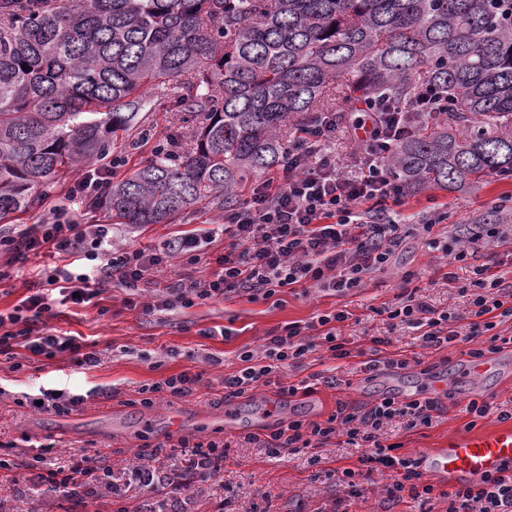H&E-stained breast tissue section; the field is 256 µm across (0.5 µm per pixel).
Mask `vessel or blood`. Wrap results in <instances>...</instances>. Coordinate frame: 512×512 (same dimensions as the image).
Returning <instances> with one entry per match:
<instances>
[{
	"label": "vessel or blood",
	"instance_id": "obj_1",
	"mask_svg": "<svg viewBox=\"0 0 512 512\" xmlns=\"http://www.w3.org/2000/svg\"><path fill=\"white\" fill-rule=\"evenodd\" d=\"M495 360L472 362L457 369L447 362L432 370L422 384L405 390L406 398H421L428 394L443 395L449 383H467L499 372ZM423 472L435 483L458 487L486 476L512 472V422L495 425L483 432H467L449 436L438 448L422 455Z\"/></svg>",
	"mask_w": 512,
	"mask_h": 512
}]
</instances>
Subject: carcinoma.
Returning <instances> with one entry per match:
<instances>
[{
	"mask_svg": "<svg viewBox=\"0 0 512 512\" xmlns=\"http://www.w3.org/2000/svg\"><path fill=\"white\" fill-rule=\"evenodd\" d=\"M425 87L448 106L397 145L406 190L512 177V0H0V221L126 165L153 91L191 129L84 199L119 224L235 206L285 163V127ZM511 220L501 204L480 223Z\"/></svg>",
	"mask_w": 512,
	"mask_h": 512,
	"instance_id": "cac0c4a2",
	"label": "carcinoma"
}]
</instances>
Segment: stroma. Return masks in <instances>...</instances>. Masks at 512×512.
Wrapping results in <instances>:
<instances>
[{
    "label": "stroma",
    "instance_id": "1",
    "mask_svg": "<svg viewBox=\"0 0 512 512\" xmlns=\"http://www.w3.org/2000/svg\"><path fill=\"white\" fill-rule=\"evenodd\" d=\"M512 199V178L489 177L477 188L448 192L429 188L410 193L398 207L406 224H422L442 216L445 224L465 231L478 223L492 205ZM70 205V214L79 224H108L116 247L152 250L164 242L187 233L203 235L223 223V211L202 204L180 224H116L102 211ZM54 260L47 254L29 255L19 275L0 281V310L10 311L25 297L33 283L34 269H49ZM446 262L425 246L418 237L408 238L393 256L385 271L375 274L365 287L346 295L318 289L285 290L278 298L249 301L230 295L189 309L143 315L125 307L128 289L111 277L106 285V313L57 307L51 324L58 332L81 335L95 343L101 352L98 367L88 372L74 369L62 355L31 361L25 349L14 358L0 356V458L22 459L43 454L46 462L57 463L73 454H94L108 449L112 468V490L88 499L73 508L69 503L34 493L20 485L0 490V512H113L123 503L136 512L144 494L132 471L159 443L178 444L216 438L228 443L224 479L215 482L195 478L183 496L179 512H330L340 505L342 512H445V499L423 504L411 499L392 504L386 499L385 474L371 473L364 483L362 497L345 496L330 470L361 468L360 450L332 441L323 448L305 449L279 458L265 449L243 443L249 433H265L278 420L288 417L323 421L335 412L338 403L362 406L388 392L380 379H365L356 353L368 350L375 336L391 341V351L405 352L410 360L402 376L410 384L424 378L423 371L436 362L452 358L465 362L462 345L434 351L420 347L412 330L391 326L382 310L399 305L409 289L431 300L432 304L459 314L469 310V294L461 290L466 270L455 281H447ZM411 281H404L405 272ZM347 310L352 320L343 324L341 334L353 354L344 359L317 349L309 353L302 368L283 373L284 384L305 385L306 390L286 399L274 387H258L225 404H211L212 394L223 392L225 375L237 372L240 354L250 351L262 356L268 336L286 323L309 321L312 317L336 310ZM183 371L203 373L208 390L185 397H165L153 406L135 401L138 388ZM57 388L86 395L81 409L68 415L48 414L17 404L20 393L38 388ZM474 398L491 403L490 412L478 420L477 429L496 422L498 410L512 403V382L489 380L483 389L450 386L440 402L443 410L432 425L405 429L401 422L387 428L391 441L400 443L405 455L434 448L449 435L467 431L469 417L464 406ZM274 415H267L268 405ZM188 410L190 417L181 428H173L170 413Z\"/></svg>",
    "mask_w": 512,
    "mask_h": 512
}]
</instances>
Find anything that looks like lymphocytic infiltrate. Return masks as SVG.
Here are the masks:
<instances>
[{
  "mask_svg": "<svg viewBox=\"0 0 512 512\" xmlns=\"http://www.w3.org/2000/svg\"><path fill=\"white\" fill-rule=\"evenodd\" d=\"M435 102L433 91L422 90L410 106L413 120L409 123L403 113L379 102L361 104V116L353 126L360 134L361 153L352 173L337 168L335 156L326 149L339 123L335 113H323L317 126L297 134L289 144L285 164L251 187L237 207L225 211L221 232L228 242L216 256L199 250L191 235L151 251L118 249L112 244L110 225L75 223L66 207H58L52 222L30 225L9 241L17 260L44 252L57 264L45 275L41 288L22 299L12 312L0 313V355L22 348L35 357L65 355L84 370L98 367L101 354L89 350L84 337L60 334L49 327L53 304L100 307L108 278L116 275L128 284L149 283L176 258L191 266H208L211 272L202 279L180 274L153 302L141 305L128 298L125 306L149 315L229 295L266 300L286 288H318L344 295L362 288L372 274L383 270L393 252L412 235L457 262L467 258L472 246L512 244V223L475 225L464 241L454 231L434 233L429 222L401 224L395 220L391 206L406 191L392 174V153L412 133L413 122L426 120ZM473 273L471 320L466 328H459L458 314L434 307L414 290L405 293L398 306L387 309L388 319L416 329L426 349L468 344L467 355L473 361L512 350V336L497 330L499 320L512 317V282L483 266ZM350 317L349 311L338 310L312 322L293 321L269 337L263 359L242 352L241 369L224 377L225 398L275 384L277 373L301 366L319 345L336 358L350 357L347 341L337 330ZM204 385L202 373L184 371L142 385L138 400L151 405L163 394L185 396ZM439 409L432 397L401 402L385 395L362 407L338 404L321 422L283 420L265 439L249 434L245 440L260 442L277 457L322 448L333 438L344 437L348 447L362 449L371 470L389 473V502L407 498L427 502L435 487L422 481L420 458L397 454L396 444L386 442L384 429L396 420L404 421L409 429L430 426ZM224 448L220 440H197L186 445L181 468L164 470L144 463L136 467V479L149 493L164 487L173 494H184L195 474L222 480ZM107 460L101 452L82 454L35 474L27 462L0 459V487L29 483L43 494L78 504L86 492L108 488ZM446 512H512V474L486 477L455 489L448 495Z\"/></svg>",
  "mask_w": 512,
  "mask_h": 512,
  "instance_id": "f902f5d3",
  "label": "lymphocytic infiltrate"
}]
</instances>
